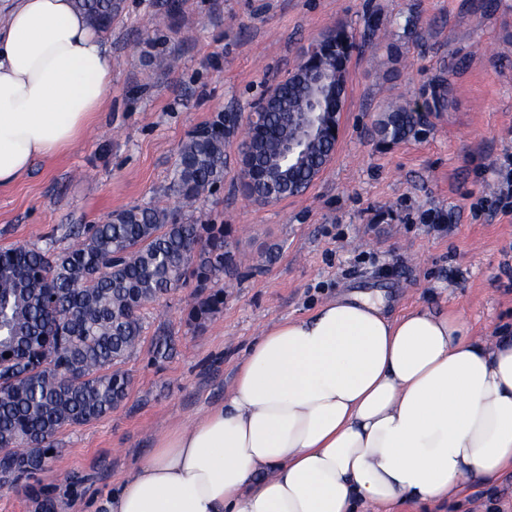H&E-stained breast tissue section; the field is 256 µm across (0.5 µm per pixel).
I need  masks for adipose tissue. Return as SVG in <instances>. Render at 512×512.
<instances>
[{
  "mask_svg": "<svg viewBox=\"0 0 512 512\" xmlns=\"http://www.w3.org/2000/svg\"><path fill=\"white\" fill-rule=\"evenodd\" d=\"M112 55L74 0L0 16V187L74 145ZM512 468V338L338 296L273 323L222 401L165 431L92 512H355L439 505Z\"/></svg>",
  "mask_w": 512,
  "mask_h": 512,
  "instance_id": "adipose-tissue-1",
  "label": "adipose tissue"
}]
</instances>
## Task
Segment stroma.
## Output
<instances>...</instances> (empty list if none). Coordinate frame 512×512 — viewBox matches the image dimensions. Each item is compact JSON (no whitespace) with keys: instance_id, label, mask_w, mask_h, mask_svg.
<instances>
[{"instance_id":"1","label":"stroma","mask_w":512,"mask_h":512,"mask_svg":"<svg viewBox=\"0 0 512 512\" xmlns=\"http://www.w3.org/2000/svg\"><path fill=\"white\" fill-rule=\"evenodd\" d=\"M119 2L106 30L107 107L76 145L0 188V248L63 249L69 225L160 205L188 223L230 225L236 268L223 310L201 331L186 323L194 286L143 310V340L122 365L126 400L60 431L47 467L0 489V512H88L166 429L223 399L266 326L335 296L370 295L392 317L448 312L473 335L512 336V215L480 207L492 162L512 144V0ZM339 23L357 47L341 136L317 179L279 202L246 198L236 135L223 183L179 210L171 178L189 134L221 114L246 129L258 100ZM409 102L425 109L424 123L381 141L376 120ZM159 336L173 342L163 358L153 352ZM443 512H512V470L467 486Z\"/></svg>"}]
</instances>
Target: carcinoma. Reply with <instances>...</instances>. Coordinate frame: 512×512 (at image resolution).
<instances>
[{
    "instance_id": "carcinoma-1",
    "label": "carcinoma",
    "mask_w": 512,
    "mask_h": 512,
    "mask_svg": "<svg viewBox=\"0 0 512 512\" xmlns=\"http://www.w3.org/2000/svg\"><path fill=\"white\" fill-rule=\"evenodd\" d=\"M89 22L105 29L116 0H75ZM356 48L343 26L330 29L303 51L298 68L270 91L242 144L251 170L240 171L248 197L276 202L307 188L334 152L332 128L347 98V74ZM331 80L336 110L324 117L302 163L282 152L305 112L309 75ZM418 109L398 106L377 123L378 135L396 142L416 130ZM192 133L181 145L172 191L182 208H194L224 181L228 135ZM72 244L60 251L16 245L0 249V488L10 478L41 469L56 452L65 427L117 409L130 379L119 370L142 340V311L192 281L196 293L186 322L197 332L224 308V273L235 254L224 224H187L166 208L130 206L100 224L69 227Z\"/></svg>"
}]
</instances>
